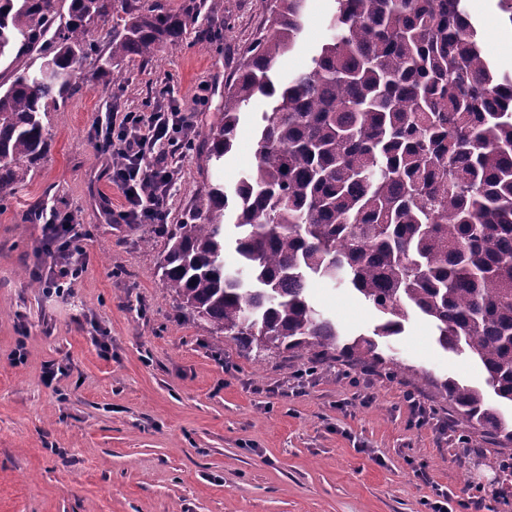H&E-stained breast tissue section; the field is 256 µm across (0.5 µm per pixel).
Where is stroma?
I'll return each instance as SVG.
<instances>
[{
    "label": "stroma",
    "mask_w": 512,
    "mask_h": 512,
    "mask_svg": "<svg viewBox=\"0 0 512 512\" xmlns=\"http://www.w3.org/2000/svg\"><path fill=\"white\" fill-rule=\"evenodd\" d=\"M466 6L486 57L512 74V20L499 0ZM270 7L223 0L154 58L128 57L100 73L88 57L79 90L44 118L48 154L0 204V512H429L440 490L450 512H512V480L493 443L462 428L447 400L376 366L330 357L311 375L304 356L248 357L178 309L161 280L166 239L154 225L112 221L123 197L111 158L91 138L100 119L157 105L190 113L192 127L176 142L147 150L173 174L172 224L196 211L207 184L233 191L254 166L266 97L244 107L219 164L202 165L197 146ZM335 10L334 0H306L280 79L309 69ZM36 206L77 224L88 266L71 295L48 282ZM307 294L345 335L370 334L379 321L347 286L314 278ZM382 353L440 379L483 378L417 316ZM409 389L425 418L404 401Z\"/></svg>",
    "instance_id": "1"
}]
</instances>
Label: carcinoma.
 <instances>
[{"label":"carcinoma","mask_w":512,"mask_h":512,"mask_svg":"<svg viewBox=\"0 0 512 512\" xmlns=\"http://www.w3.org/2000/svg\"><path fill=\"white\" fill-rule=\"evenodd\" d=\"M306 0H273L268 27L224 81L205 164L231 152L241 110L261 95L256 163L229 194L207 185L198 216L163 224L164 287L179 308L265 352L339 354L389 365L379 341L413 315L439 347L468 353L485 386L423 371L461 422L491 436L509 459L512 422L488 402L512 404V75L482 53L465 0H336L330 35L312 66L286 81L273 72L303 28ZM108 56L91 27L116 12ZM185 21L140 0H0V202L43 160L42 114L75 91L70 72L95 54L149 59L183 41ZM236 211L241 267L224 266L228 208ZM318 277L347 283L380 313L370 335L341 338L309 300Z\"/></svg>","instance_id":"1"}]
</instances>
